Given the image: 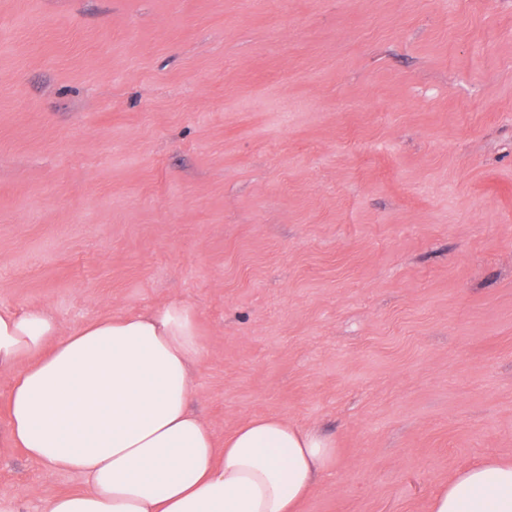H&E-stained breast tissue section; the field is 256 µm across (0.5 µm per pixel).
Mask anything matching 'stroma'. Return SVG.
Returning <instances> with one entry per match:
<instances>
[{"label": "stroma", "mask_w": 512, "mask_h": 512, "mask_svg": "<svg viewBox=\"0 0 512 512\" xmlns=\"http://www.w3.org/2000/svg\"><path fill=\"white\" fill-rule=\"evenodd\" d=\"M199 312L216 442H336L301 512L512 461V0H0V307ZM78 474L0 460L30 506Z\"/></svg>", "instance_id": "1"}]
</instances>
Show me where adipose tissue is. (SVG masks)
Returning <instances> with one entry per match:
<instances>
[{
  "label": "adipose tissue",
  "instance_id": "obj_1",
  "mask_svg": "<svg viewBox=\"0 0 512 512\" xmlns=\"http://www.w3.org/2000/svg\"><path fill=\"white\" fill-rule=\"evenodd\" d=\"M203 354L198 310L181 297L66 336L46 308L0 310V372L13 373L0 452L86 480L40 512H300L337 464L334 441L266 416L216 447L193 407ZM429 512H512V463L475 460Z\"/></svg>",
  "mask_w": 512,
  "mask_h": 512
}]
</instances>
